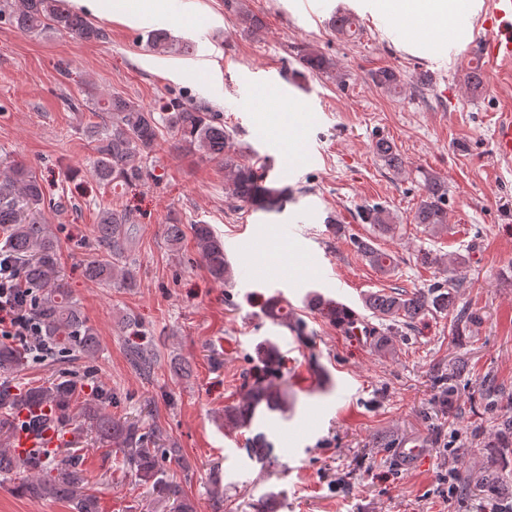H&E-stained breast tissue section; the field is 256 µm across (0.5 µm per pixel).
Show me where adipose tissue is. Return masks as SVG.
<instances>
[{
	"label": "adipose tissue",
	"instance_id": "ef3b65f1",
	"mask_svg": "<svg viewBox=\"0 0 512 512\" xmlns=\"http://www.w3.org/2000/svg\"><path fill=\"white\" fill-rule=\"evenodd\" d=\"M373 15L405 34L407 44L442 54L468 44L483 0H370Z\"/></svg>",
	"mask_w": 512,
	"mask_h": 512
}]
</instances>
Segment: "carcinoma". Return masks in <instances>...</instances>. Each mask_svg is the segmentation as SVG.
<instances>
[{
	"label": "carcinoma",
	"instance_id": "1",
	"mask_svg": "<svg viewBox=\"0 0 512 512\" xmlns=\"http://www.w3.org/2000/svg\"><path fill=\"white\" fill-rule=\"evenodd\" d=\"M5 17L18 30L29 34L64 31L86 42L99 41L103 31L72 12L63 0H0V18ZM154 52L186 53L189 46L174 44L159 29L151 34ZM301 63L312 70L329 72L336 63L322 53L309 51L300 56ZM373 83L389 94H401L405 84L393 70L373 73ZM98 111L111 114V120L90 123L83 135L93 143L96 154L92 175L96 181L114 190L134 186L151 176L147 160L159 147L163 131H168L177 149L205 159L224 161V194L232 203L266 211H279L288 203V188L267 184L265 173L241 160L234 141V131L224 128L221 113L197 102L169 101L159 110L144 109L119 93L109 92L96 100ZM376 155L390 168L401 169L396 146L380 139L374 146ZM422 199L414 216L432 235L447 230L448 185L432 175L424 176ZM45 191L41 181L26 165L0 159V249L20 263L22 281L32 289L36 313L43 335L56 349L77 350L94 354L97 346L94 329L82 315L78 302L60 283L59 241L44 215ZM363 220L372 225L374 238L392 236L399 229L396 217L384 207L373 205L362 211ZM130 216L125 211L104 207L97 224V241L106 257L85 267V276L100 283H118L136 287L134 275L122 265L130 251L132 237L126 228ZM192 236L211 277L227 284L232 279L231 265L224 245L208 224L190 225ZM357 248L376 270L386 273L395 267L392 254L367 241L356 242ZM459 282H435L414 292H370L363 306L381 320L393 325H410L428 313L454 310V289ZM308 304L333 325L340 326L355 316L354 310L318 292L307 295ZM269 319L288 324L290 313L279 302L265 309ZM132 365L149 372L153 357L133 349ZM28 361L26 348L0 342V476L18 480V491L29 498H52L71 503L73 512H99V502L91 490L98 481L82 468L80 458L87 449L80 447L84 430L94 434V443L114 446L121 453L120 468L130 471L138 481L160 498L176 493L173 477L162 460L181 458L180 449L166 447L160 430L139 420L120 421L108 411V398L99 390L81 401L78 415L84 425L74 424L72 403L81 391V381L62 376L47 385L19 386L12 375ZM271 412H288V402L280 391L256 383L247 399L224 410V416L240 430H251L260 406ZM26 417H21L22 413ZM50 426L60 444L42 448L20 457L12 452L11 442L21 431L39 432Z\"/></svg>",
	"mask_w": 512,
	"mask_h": 512
}]
</instances>
